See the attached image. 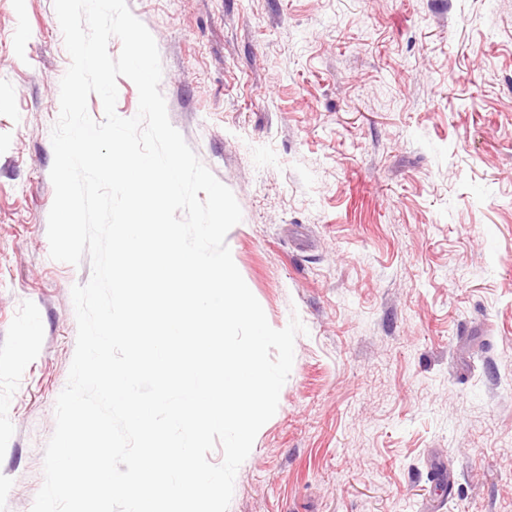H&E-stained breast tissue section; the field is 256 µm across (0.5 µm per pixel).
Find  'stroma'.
<instances>
[{"instance_id":"obj_1","label":"stroma","mask_w":512,"mask_h":512,"mask_svg":"<svg viewBox=\"0 0 512 512\" xmlns=\"http://www.w3.org/2000/svg\"><path fill=\"white\" fill-rule=\"evenodd\" d=\"M127 4L235 265L306 327L229 512H512V0ZM69 64L53 0H0V512L43 484L91 276L47 238Z\"/></svg>"}]
</instances>
